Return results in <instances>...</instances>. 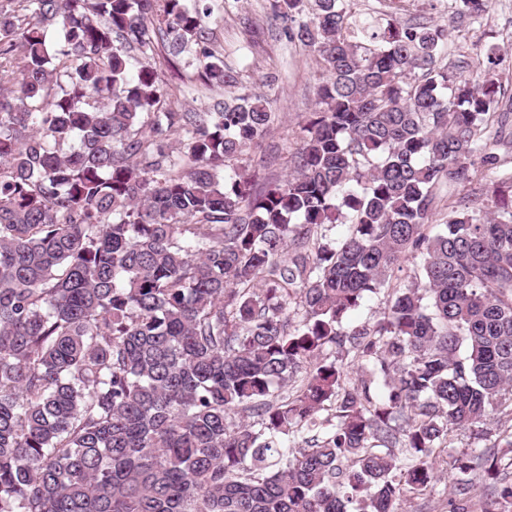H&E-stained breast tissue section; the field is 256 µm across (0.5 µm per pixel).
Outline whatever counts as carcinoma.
<instances>
[{"instance_id": "obj_1", "label": "carcinoma", "mask_w": 512, "mask_h": 512, "mask_svg": "<svg viewBox=\"0 0 512 512\" xmlns=\"http://www.w3.org/2000/svg\"><path fill=\"white\" fill-rule=\"evenodd\" d=\"M202 2L0 0V512H394L445 474L493 512L473 473L507 512L512 431L442 456L512 421V210L469 193L512 136L501 59L470 81L446 23L268 0L318 108L258 188L267 99L179 112L151 62L229 84ZM386 294L372 295L367 298L361 306L353 312L351 318L358 321H377L385 311ZM496 421L497 420H494L489 425H487V440L474 439L473 435H471L469 431L455 432L452 437L451 450L458 453L462 451H468L469 448L492 445L498 438L499 433H501L506 427H510L511 424L510 421L505 423V419L499 422V424H497Z\"/></svg>"}]
</instances>
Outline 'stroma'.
Masks as SVG:
<instances>
[{
  "instance_id": "1",
  "label": "stroma",
  "mask_w": 512,
  "mask_h": 512,
  "mask_svg": "<svg viewBox=\"0 0 512 512\" xmlns=\"http://www.w3.org/2000/svg\"><path fill=\"white\" fill-rule=\"evenodd\" d=\"M212 6V43L223 55L225 73L237 80L239 92L269 98L279 114L271 131L251 147L240 164L261 183L285 178L288 169L283 159L300 146L302 127L316 108L312 57L287 41L281 22L267 9V0H213ZM354 9L360 19L382 23L450 20L444 0H355ZM454 22L443 65L472 77L476 69L471 60L476 51L495 48L502 59L501 80L512 97V0H492L480 17ZM155 63L163 84L176 91L179 111L205 112L230 96L229 88L200 85L198 63L192 54H181L170 64L160 51Z\"/></svg>"
}]
</instances>
